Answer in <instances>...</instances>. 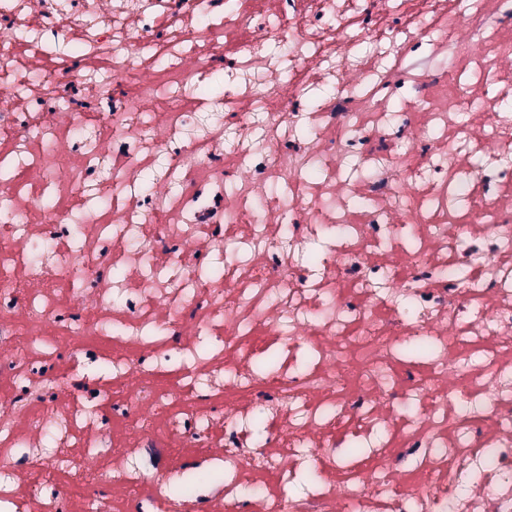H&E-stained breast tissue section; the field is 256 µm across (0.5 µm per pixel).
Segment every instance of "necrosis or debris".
<instances>
[{"label":"necrosis or debris","mask_w":512,"mask_h":512,"mask_svg":"<svg viewBox=\"0 0 512 512\" xmlns=\"http://www.w3.org/2000/svg\"><path fill=\"white\" fill-rule=\"evenodd\" d=\"M510 65L512 0H0V512H512Z\"/></svg>","instance_id":"necrosis-or-debris-1"}]
</instances>
